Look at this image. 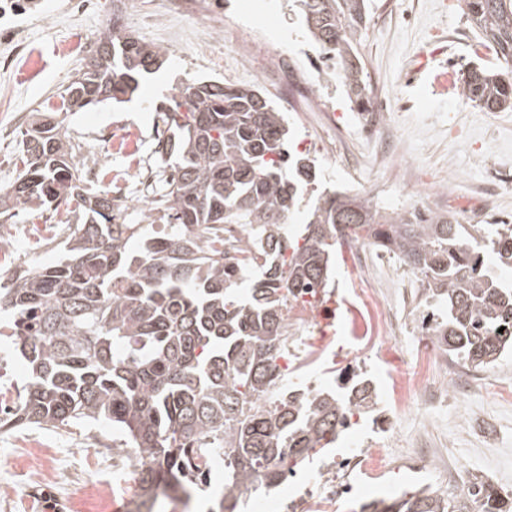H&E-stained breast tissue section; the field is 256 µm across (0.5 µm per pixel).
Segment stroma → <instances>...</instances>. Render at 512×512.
Masks as SVG:
<instances>
[{
  "label": "stroma",
  "mask_w": 512,
  "mask_h": 512,
  "mask_svg": "<svg viewBox=\"0 0 512 512\" xmlns=\"http://www.w3.org/2000/svg\"><path fill=\"white\" fill-rule=\"evenodd\" d=\"M167 0H39L21 15L0 18V187L17 177L21 133L36 112L59 106V94L74 78L90 47L105 30L113 9H120L128 31L168 48L170 60L145 77L131 101L99 106L65 115L64 124L77 144V161L100 164L95 182L112 196L129 203L127 223H147L146 187L158 170L155 138L164 129L160 108L172 89L191 78H220L243 86L255 85L254 56L286 49L295 56L296 70L310 85L314 105L296 112L278 82L263 91L284 113L291 129V152L309 156L320 172V185L341 189L353 181L376 183L370 199L386 211L413 208L444 211L469 204L468 223L512 224V112H484L465 100L457 88L434 86V71L458 74L474 67L495 68V55L480 47V35L458 0H372L369 24L360 52L374 88L376 104L385 116L380 132L369 137L359 126L344 93L322 71L319 50L308 40L293 0H220L229 28L241 24L264 27L266 40L253 47L252 57L226 43L198 16L176 20L165 16ZM33 214L14 218L11 245L15 268L35 269L60 256L57 240L33 236ZM371 276L353 275L346 261L336 265L327 300L336 315L325 326L329 352L347 345L350 336L348 301L355 289L390 284L399 317L417 313L412 281L396 258L367 261ZM436 376L451 375L464 385L462 393L441 404L413 400L393 423V444L412 445L424 420L434 417L433 445L448 463L441 488L459 490L476 475L498 490L512 491V360L486 371H469L446 355L433 364ZM28 369L12 338L0 336V393L20 397ZM380 430L373 415L340 436L335 447L307 463L303 471L320 473L352 445L373 447ZM13 432L0 433V512H14L12 492L27 489L19 471V449ZM65 453L58 465L61 484L36 491L35 512H90L86 501L67 508L76 487L95 477L112 483L111 512H132L138 488L134 467L112 438L107 424H78L52 434ZM412 474L404 460L395 461L378 478H364L344 505L360 512L367 500L401 492ZM224 487V465L215 463L206 483L190 501L163 499L157 512H209Z\"/></svg>",
  "instance_id": "1"
}]
</instances>
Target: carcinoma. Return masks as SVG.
Returning <instances> with one entry per match:
<instances>
[{
  "label": "carcinoma",
  "instance_id": "carcinoma-1",
  "mask_svg": "<svg viewBox=\"0 0 512 512\" xmlns=\"http://www.w3.org/2000/svg\"><path fill=\"white\" fill-rule=\"evenodd\" d=\"M311 42L355 111L374 107L359 46L367 0H296ZM480 46L500 62L456 77L460 95L486 112L512 111V0H459ZM168 51L127 32L119 11L60 95V110L122 102L157 72ZM157 139L162 193L152 200L165 229L119 224L117 198L84 185L63 121H34L22 169L0 188V221L34 209L70 230L60 259L0 283V312L30 366L23 401L0 417L63 429L104 422L136 454L134 512L158 496H189L224 457L215 512H237L252 493L276 489L334 445L351 419L371 411L362 374L336 393L285 380L288 300L327 293L339 247L362 242L398 258L420 282L419 305L440 350L469 370L512 351V286L488 268H512V224H462L450 211L386 213L362 195L320 192L308 222L288 223L319 173L288 151L285 119L254 87L216 80L176 85ZM250 224L242 258L224 254V225ZM142 237L133 254L129 243ZM261 271L242 300L237 288ZM360 512H512V496L474 476L458 492L430 487L373 499Z\"/></svg>",
  "mask_w": 512,
  "mask_h": 512
}]
</instances>
